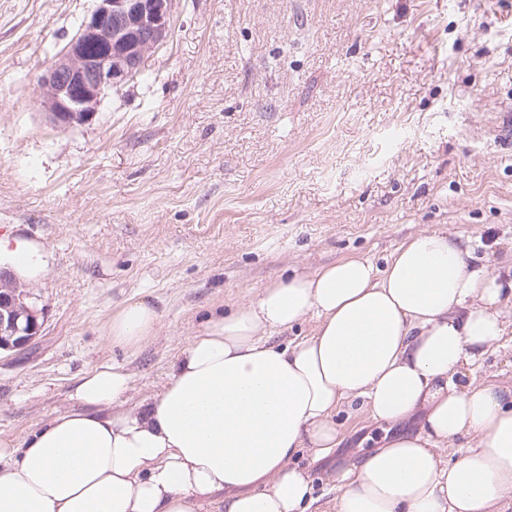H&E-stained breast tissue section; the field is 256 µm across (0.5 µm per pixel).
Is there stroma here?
<instances>
[{"instance_id": "stroma-1", "label": "stroma", "mask_w": 512, "mask_h": 512, "mask_svg": "<svg viewBox=\"0 0 512 512\" xmlns=\"http://www.w3.org/2000/svg\"><path fill=\"white\" fill-rule=\"evenodd\" d=\"M95 0H0V237L36 245L18 287L44 321L0 353V438L24 443L76 380L122 365L139 402L215 308L346 258L385 268L421 232L512 267V0H173L144 71L61 127L37 81ZM156 335L107 343L120 304ZM504 335L461 384L512 388ZM335 454L301 449L308 512H336V468L396 432L339 406ZM160 322V314L146 299H127L112 316L106 332V340L112 345L137 348L154 336Z\"/></svg>"}]
</instances>
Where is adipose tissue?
<instances>
[{
    "label": "adipose tissue",
    "instance_id": "1",
    "mask_svg": "<svg viewBox=\"0 0 512 512\" xmlns=\"http://www.w3.org/2000/svg\"><path fill=\"white\" fill-rule=\"evenodd\" d=\"M447 234L425 232L378 270L342 259L263 288L189 338L162 389L131 403L130 376L103 364L80 377L74 408L24 446L0 440V512H306L300 449L326 457L332 416L362 399L373 420L420 417L336 473V512H501L512 502V389L462 386L463 364L505 329L512 302ZM315 319L292 345L275 334ZM160 315L127 299L108 343L136 348ZM474 441L454 461L441 451Z\"/></svg>",
    "mask_w": 512,
    "mask_h": 512
}]
</instances>
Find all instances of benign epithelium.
Instances as JSON below:
<instances>
[{"label": "benign epithelium", "instance_id": "7a95c632", "mask_svg": "<svg viewBox=\"0 0 512 512\" xmlns=\"http://www.w3.org/2000/svg\"><path fill=\"white\" fill-rule=\"evenodd\" d=\"M170 9L171 0H96L40 78L43 107L55 124L88 121L105 94L139 73L146 54L168 35ZM15 309L0 297V351L25 349L41 330L37 313L30 312V320L21 325Z\"/></svg>", "mask_w": 512, "mask_h": 512}]
</instances>
